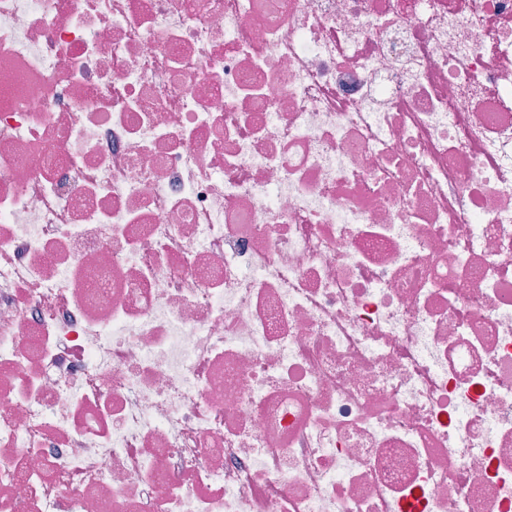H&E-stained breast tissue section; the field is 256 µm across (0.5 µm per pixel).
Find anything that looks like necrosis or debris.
I'll list each match as a JSON object with an SVG mask.
<instances>
[{"label":"necrosis or debris","instance_id":"4bbe7bcc","mask_svg":"<svg viewBox=\"0 0 512 512\" xmlns=\"http://www.w3.org/2000/svg\"><path fill=\"white\" fill-rule=\"evenodd\" d=\"M0 512H512V0H0Z\"/></svg>","mask_w":512,"mask_h":512}]
</instances>
